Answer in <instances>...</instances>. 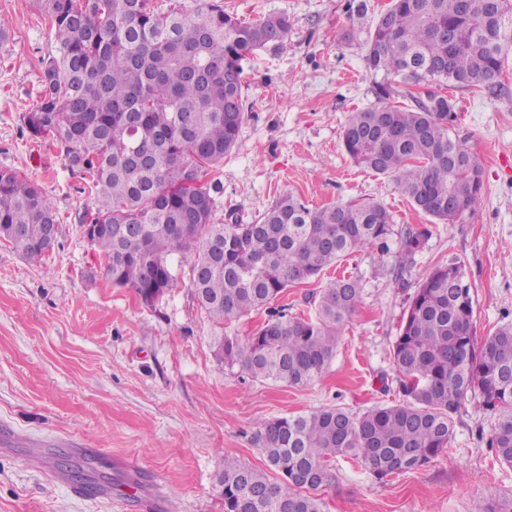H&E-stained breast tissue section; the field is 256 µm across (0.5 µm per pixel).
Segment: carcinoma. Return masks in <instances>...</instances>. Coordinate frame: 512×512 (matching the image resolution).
Here are the masks:
<instances>
[{"label":"carcinoma","mask_w":512,"mask_h":512,"mask_svg":"<svg viewBox=\"0 0 512 512\" xmlns=\"http://www.w3.org/2000/svg\"><path fill=\"white\" fill-rule=\"evenodd\" d=\"M56 55L44 62L42 90L24 113L33 139H50L86 179L96 213L82 224L129 225L126 236L90 240L104 273L152 306L178 283L175 255L192 258L190 287L214 324L211 345L255 379L307 387L331 365L337 336L361 303L357 280L330 282L310 297L313 312L277 304L352 252L387 255L395 219L380 201L312 208L289 191L252 224L234 213L214 221L211 186L196 181L203 162L217 170L245 118L242 61L288 37V19L244 23L222 0L193 13H164L152 0H43ZM512 45V0H390L366 45L376 100L351 113L342 146L358 167L392 179L411 204L449 224L483 202L477 160L454 133L456 105L443 93L496 84ZM402 96L408 99L397 101ZM57 223L36 179L0 171V228L23 258L50 251ZM426 224L400 232L389 274L405 285L407 264L428 240ZM265 310L242 338L224 322ZM474 303L464 265L436 267L409 297L390 356L402 402L360 414L328 407L260 421L254 439L268 471L224 457V512H324L331 463H364L378 480L447 456L454 419L468 395L490 411L489 447L512 466V322L475 339ZM75 483L95 494L90 476L62 461ZM471 512H512V496L474 503Z\"/></svg>","instance_id":"obj_1"}]
</instances>
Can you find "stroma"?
I'll return each mask as SVG.
<instances>
[{"mask_svg":"<svg viewBox=\"0 0 512 512\" xmlns=\"http://www.w3.org/2000/svg\"><path fill=\"white\" fill-rule=\"evenodd\" d=\"M388 0H224L254 22L287 17L284 47L269 44L243 61L245 120L217 176L215 218L235 210L258 220L281 189L312 207L374 199L397 227L430 224L410 264L407 288L389 280L377 250L342 258L282 301L302 313L307 299L344 273L359 279L362 302L343 327L336 355L314 385L252 379L217 360L214 325L190 288V258H175L179 283L155 305L112 285L80 232L95 202L62 149L30 138L23 115L36 103L42 60L56 53L37 0H0V170L37 176L58 221L40 262L0 240V431L24 448L59 449L111 486L108 499L73 495L68 485L0 451V512H137L117 458L142 466L140 482L160 512H224L225 456L254 468L259 421L339 406L362 412L398 397L390 348L411 289L438 265L464 264L477 338L512 321V54L499 81L507 91L449 89L456 131L483 174V205L452 224L431 223L396 183L360 168L342 148L349 112L375 101L366 42ZM493 416L469 399L454 416L449 460L376 480L359 462L336 458L321 496L325 512H471L478 497L512 494V467L488 446Z\"/></svg>","mask_w":512,"mask_h":512,"instance_id":"1","label":"stroma"}]
</instances>
